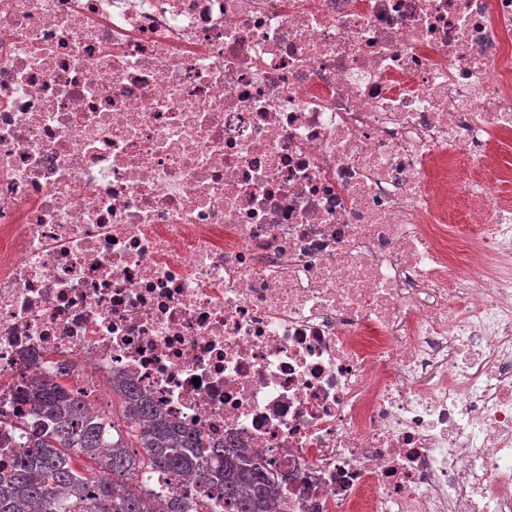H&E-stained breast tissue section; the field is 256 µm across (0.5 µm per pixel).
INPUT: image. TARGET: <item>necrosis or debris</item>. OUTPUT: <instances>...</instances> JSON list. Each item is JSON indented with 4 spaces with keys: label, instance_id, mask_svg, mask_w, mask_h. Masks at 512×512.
Masks as SVG:
<instances>
[{
    "label": "necrosis or debris",
    "instance_id": "necrosis-or-debris-1",
    "mask_svg": "<svg viewBox=\"0 0 512 512\" xmlns=\"http://www.w3.org/2000/svg\"><path fill=\"white\" fill-rule=\"evenodd\" d=\"M511 135L512 0H0V476L125 378L271 512H512Z\"/></svg>",
    "mask_w": 512,
    "mask_h": 512
}]
</instances>
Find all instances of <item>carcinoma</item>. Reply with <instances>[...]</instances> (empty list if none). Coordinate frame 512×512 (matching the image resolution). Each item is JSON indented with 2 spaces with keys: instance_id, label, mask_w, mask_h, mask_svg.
Segmentation results:
<instances>
[{
  "instance_id": "carcinoma-1",
  "label": "carcinoma",
  "mask_w": 512,
  "mask_h": 512,
  "mask_svg": "<svg viewBox=\"0 0 512 512\" xmlns=\"http://www.w3.org/2000/svg\"><path fill=\"white\" fill-rule=\"evenodd\" d=\"M129 438L105 447L103 426L63 387L42 382L32 402L45 424L0 477V512H158L163 486L191 473L224 512H270L277 485L267 467L241 448L213 446L199 431L163 416L133 383H115ZM83 455L95 462L92 480L76 467ZM160 479L148 489L142 471ZM199 498L174 491L164 512H196Z\"/></svg>"
}]
</instances>
